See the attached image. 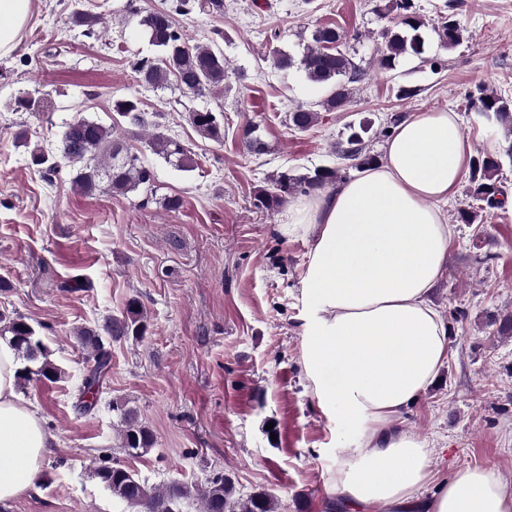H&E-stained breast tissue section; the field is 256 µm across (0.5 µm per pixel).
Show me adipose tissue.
<instances>
[{
	"instance_id": "obj_1",
	"label": "adipose tissue",
	"mask_w": 512,
	"mask_h": 512,
	"mask_svg": "<svg viewBox=\"0 0 512 512\" xmlns=\"http://www.w3.org/2000/svg\"><path fill=\"white\" fill-rule=\"evenodd\" d=\"M30 10L31 0H0V56L19 46ZM471 154L458 113H409L377 165L300 198L279 227L311 243L300 293L314 310L302 352L314 394L363 428L336 479L340 512H512V492L485 467L424 494L426 446L391 426L448 357V327L427 296L446 273L444 209ZM17 367L0 341V503L28 492L55 444L17 395Z\"/></svg>"
}]
</instances>
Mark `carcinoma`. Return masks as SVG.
I'll use <instances>...</instances> for the list:
<instances>
[{"instance_id": "cac0c4a2", "label": "carcinoma", "mask_w": 512, "mask_h": 512, "mask_svg": "<svg viewBox=\"0 0 512 512\" xmlns=\"http://www.w3.org/2000/svg\"><path fill=\"white\" fill-rule=\"evenodd\" d=\"M413 0H388V4L377 6L384 18L394 14L393 25L381 30L384 48L376 59L380 70H393L406 57L420 58L425 53L426 38L422 32L424 22L413 11ZM199 8L212 14L224 12V0H172L166 10H141L128 4L131 14L139 17V25L146 32L149 42L159 50L158 59L137 60L133 68L141 80L150 86L159 87L174 78L182 91L190 95L213 92L224 86L226 59L218 45H189L176 24L175 16L187 15ZM440 40L450 48L462 39L463 28L453 16H444L432 25ZM344 34L331 26L317 28L312 33V44L306 46L300 58L278 48L272 50L274 67L303 69L310 81L326 89L325 97L318 106L326 111L344 108L350 101L351 84L361 81L363 69L352 58L338 49ZM475 109L486 121L504 126L512 131V99L482 91L472 101ZM150 122L140 102L134 98H119L112 101V124L109 126L87 117H76L63 126L55 151L41 147L30 151V164L38 169L43 178L51 179L62 168L74 171L72 181L76 189L92 195L101 189L114 193H143L153 196L155 180L153 171L147 167L140 154L131 150L119 137L117 128L122 124L152 129L147 146L167 163L180 171L192 172L197 168L194 154L180 141L164 132L160 122L162 114H155ZM189 118L194 127L207 138L224 140V114L206 110H192ZM317 119V111L299 106L288 113V125L299 131L309 129ZM372 124L362 122L348 126L349 134L340 143L336 154L350 166L363 169L378 162V157L366 151V141ZM245 149L252 154L265 151L260 124L248 122L242 131ZM501 156L479 155L470 164V197L477 205H469L458 211L457 219L463 224L476 221L478 212L487 207L500 208L505 205L504 191L498 185ZM340 178L336 166L319 165L307 172L294 175L282 172L272 181L271 187L256 192L254 206L262 211H274L292 195L311 196L336 183ZM489 325L495 327L499 336H512V311L489 316ZM149 319L142 302L133 297L123 311L108 318L99 329H80L76 332L83 349L94 360V364L81 379L79 385L80 407L88 413L98 404V393L103 380L111 368V353L108 346L130 337L146 336ZM8 337L18 358L27 365L17 371V382L30 381L35 377L49 382L61 379L64 371L48 360V350L35 327L16 316L0 314V338ZM117 424L116 433L120 448L137 457L154 445L151 430L144 426L135 411L124 402L112 403ZM95 477L112 495L138 509V512H181V505L190 497V487L181 483L167 486H150L128 467L103 461L94 468ZM201 512H275L274 499L265 492H255L246 498H237L231 479L217 473L195 487Z\"/></svg>"}]
</instances>
